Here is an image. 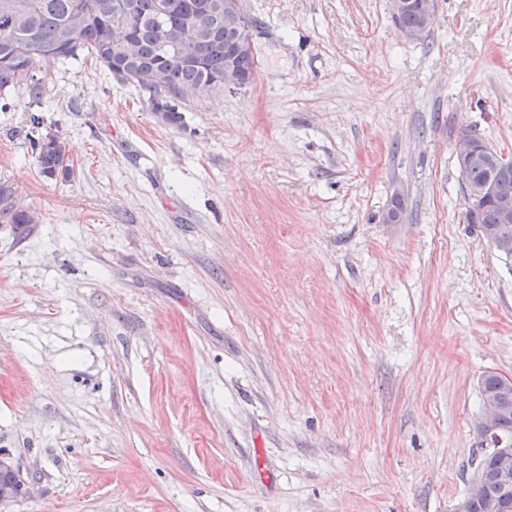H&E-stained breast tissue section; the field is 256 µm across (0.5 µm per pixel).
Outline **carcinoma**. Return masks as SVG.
Returning a JSON list of instances; mask_svg holds the SVG:
<instances>
[{
	"label": "carcinoma",
	"mask_w": 512,
	"mask_h": 512,
	"mask_svg": "<svg viewBox=\"0 0 512 512\" xmlns=\"http://www.w3.org/2000/svg\"><path fill=\"white\" fill-rule=\"evenodd\" d=\"M216 0H0V95L24 85L30 99H41L44 79L34 74L36 65L69 63L86 54L95 58L109 75L123 70L136 74L155 70L159 85L140 88L149 109L166 123L182 120L175 100L207 91L224 77V64L232 60L241 85L249 84L255 72V55L235 49L254 22L243 16L234 26L215 14ZM409 7L394 16L401 28L418 30L427 11L426 0H409ZM195 27L201 63L188 61L170 42L185 29ZM40 173L53 178L68 174L65 145L48 133L39 142L36 157ZM494 169L475 162L461 172L470 186L492 177ZM38 223L35 212L20 204L11 186L0 184V225L26 231ZM469 223L480 233L491 229L512 241V224H501L493 200L487 198L471 211ZM498 374L489 372L479 381L481 399L499 390ZM496 433L512 440V408L494 419ZM512 502V486L486 482L471 501L470 512H488L492 504Z\"/></svg>",
	"instance_id": "cac0c4a2"
}]
</instances>
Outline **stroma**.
Here are the masks:
<instances>
[{
  "label": "stroma",
  "mask_w": 512,
  "mask_h": 512,
  "mask_svg": "<svg viewBox=\"0 0 512 512\" xmlns=\"http://www.w3.org/2000/svg\"><path fill=\"white\" fill-rule=\"evenodd\" d=\"M256 69L180 126L86 58L0 96V512H454L512 257L454 146L512 158V0H243ZM72 172L43 177L36 144ZM405 213L384 221L395 197ZM406 1L407 0H390V8L393 14L395 13L393 17L403 29L404 33L409 37H417L424 33L425 30L420 32L409 30H418L421 28V16L427 11L426 0H409V7L404 12L399 13L406 6ZM397 13L399 14L396 15ZM38 146L36 162L42 175L53 178L60 173L64 176L69 173L65 145L58 135L47 133ZM10 224L16 231H26L31 224H38L35 212L20 204L11 186L0 184V225ZM21 232V233H22ZM0 471H8L14 475L13 479L10 473L0 472V488L3 487L0 489V505L31 494L32 482L24 478L13 457L4 451H0ZM7 484L10 485L4 487Z\"/></svg>",
  "instance_id": "35a3bbf8"
}]
</instances>
